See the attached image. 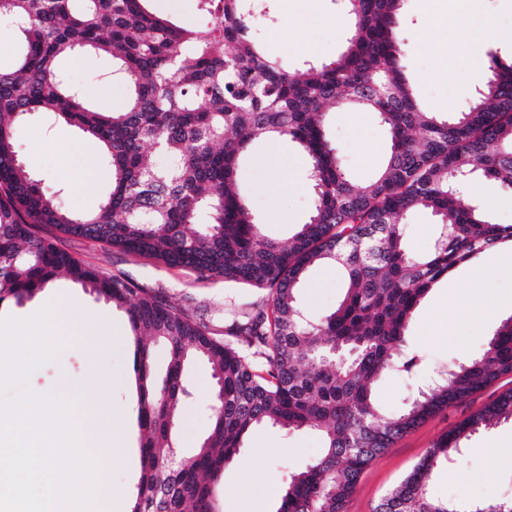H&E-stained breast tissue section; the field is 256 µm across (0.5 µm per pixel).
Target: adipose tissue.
Segmentation results:
<instances>
[{
  "instance_id": "1",
  "label": "adipose tissue",
  "mask_w": 512,
  "mask_h": 512,
  "mask_svg": "<svg viewBox=\"0 0 512 512\" xmlns=\"http://www.w3.org/2000/svg\"><path fill=\"white\" fill-rule=\"evenodd\" d=\"M424 46L444 52L449 42L469 45L468 53L457 56L455 65L471 73H478L482 66L481 47L489 43L512 44V28L499 27L477 5H470L468 20L462 28L450 30L437 18H430L429 24L420 33Z\"/></svg>"
}]
</instances>
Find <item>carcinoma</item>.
Masks as SVG:
<instances>
[{
    "label": "carcinoma",
    "instance_id": "cac0c4a2",
    "mask_svg": "<svg viewBox=\"0 0 512 512\" xmlns=\"http://www.w3.org/2000/svg\"><path fill=\"white\" fill-rule=\"evenodd\" d=\"M147 2L0 0V20L24 37L16 64L0 67V304H19L65 275L126 313L141 430L129 512H217L224 465L260 425L322 440L319 457L288 474L276 512H346L364 471L396 439L512 375L510 316L480 352L434 370L402 408L387 412L375 398L384 378L416 381L424 372L407 333L432 286L512 241L511 224L491 222L458 190L475 173L512 194V60L490 55L485 89L448 117L424 111L404 75L397 18L405 0H343L353 20L345 49L295 69L250 36L257 20L245 0H200L211 21L191 28ZM84 48L112 59L126 89L120 109L94 110L65 80L60 60ZM330 106L374 112L386 128L387 161L362 184L327 135ZM33 113L102 149L112 187L96 210L65 208L21 161L16 131ZM271 138L299 145L315 192L309 220L286 242L264 233L239 187L249 147ZM419 209L436 217L423 256L407 251L402 223ZM68 237L188 268L200 280L265 288L269 299L219 338L154 289L76 258L64 248ZM316 262L347 279L339 306L322 316L298 300ZM154 342L168 351L162 376ZM194 362L213 380L210 427L196 452L175 460L161 448L172 447ZM503 420H512V390L439 438L378 512H512V500L468 505L429 493L434 471L463 440Z\"/></svg>",
    "mask_w": 512,
    "mask_h": 512
}]
</instances>
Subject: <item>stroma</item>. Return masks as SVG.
Instances as JSON below:
<instances>
[{"label": "stroma", "mask_w": 512, "mask_h": 512, "mask_svg": "<svg viewBox=\"0 0 512 512\" xmlns=\"http://www.w3.org/2000/svg\"><path fill=\"white\" fill-rule=\"evenodd\" d=\"M284 2L255 0L257 14L264 17L256 34L268 54L297 67L308 61L331 60L343 50L351 24L341 0H317L316 14L306 19L293 12L285 13ZM433 13L446 18L453 28L461 23L466 10L458 0H434L429 7L423 0H407L399 18L408 43L404 71L423 109L445 113L455 104L450 95L452 85L465 84L476 91L484 87L488 77L451 73V57L466 53L467 45H449L444 54L423 47L419 33ZM61 67L69 83L81 90L94 108L110 111L123 105L124 88L111 79L110 60L78 52L64 58ZM327 126L353 182L371 178L385 162L388 137L376 114L332 107L327 111ZM18 141L23 162L48 190L56 192L65 207L95 209L109 190L112 176L104 160H97L87 173L73 167V152L92 147L76 128L36 115L21 125ZM241 188L266 234L283 242L294 234L298 224L306 221L314 203L307 160L294 143L286 140L259 141L249 148ZM67 245L85 263L109 274L126 273L218 329L235 314L268 298L261 288L201 281L188 270L166 267L92 240L73 238ZM469 271V266L464 265L442 278L416 311L408 344L423 351L430 364L466 359L479 351L498 326L497 320L478 317L488 293H495L501 300L512 298V274L494 277L489 290L483 291L470 285ZM344 292L341 272L317 266L310 270L301 292L302 305L309 313L320 315L333 310ZM72 301L80 302L90 312V324L109 322L118 329L119 342L98 344L97 355L114 377L110 423L126 439L124 456L112 462L110 484L116 496L112 512H127L137 491L141 461L135 347L128 339L125 312L61 275L48 291L38 292L19 304L0 305V320H25L49 304L62 318ZM60 329L64 346L31 374L29 384L34 392L48 394L59 389L64 380L85 378L90 370L86 342L71 335L70 326L63 319ZM186 378L194 396L185 404L177 428L173 451L179 456L198 448L209 428L206 405L212 388L210 373L205 366L197 365L188 370ZM510 390L512 375L404 434L372 462L350 496L347 512H375L438 437ZM321 447L318 436L308 431L287 432L271 426L254 429L247 435L240 455L224 468L222 505L230 506L232 512H275L289 471L304 467ZM430 490L435 497L467 503L512 498V421L472 435L457 461L435 471Z\"/></svg>", "instance_id": "35a3bbf8"}]
</instances>
